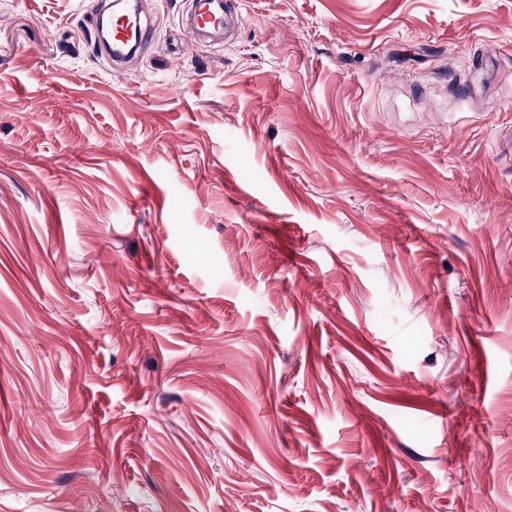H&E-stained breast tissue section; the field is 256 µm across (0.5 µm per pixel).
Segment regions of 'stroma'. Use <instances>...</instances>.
<instances>
[{
    "mask_svg": "<svg viewBox=\"0 0 512 512\" xmlns=\"http://www.w3.org/2000/svg\"><path fill=\"white\" fill-rule=\"evenodd\" d=\"M0 0V512H512V0ZM241 5L240 0L207 1L204 11L192 21V25L200 31L223 32L225 30L228 34L242 18ZM103 19V13L98 12L95 20L96 43L102 53L106 55L113 65L114 69H120L139 55H141L151 43V27L145 24L137 25L135 31L127 36L131 27L128 25H112V16L110 18L112 31V44L103 47L98 40V32Z\"/></svg>",
    "mask_w": 512,
    "mask_h": 512,
    "instance_id": "obj_1",
    "label": "stroma"
}]
</instances>
